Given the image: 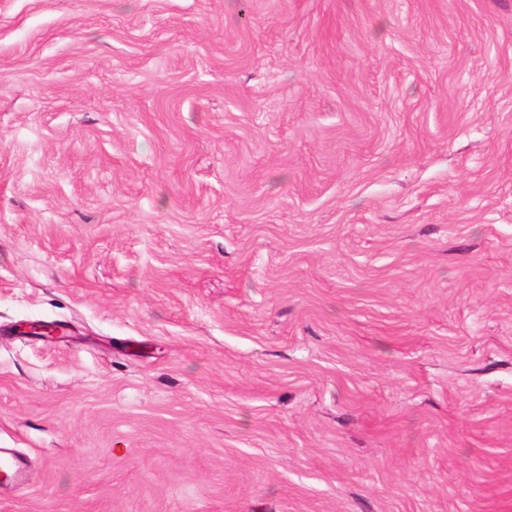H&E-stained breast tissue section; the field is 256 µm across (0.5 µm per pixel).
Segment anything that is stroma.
<instances>
[{"instance_id": "35a3bbf8", "label": "stroma", "mask_w": 512, "mask_h": 512, "mask_svg": "<svg viewBox=\"0 0 512 512\" xmlns=\"http://www.w3.org/2000/svg\"><path fill=\"white\" fill-rule=\"evenodd\" d=\"M239 5L0 0V512H512V0ZM30 476L26 462L15 456L8 448H0V484H25Z\"/></svg>"}]
</instances>
